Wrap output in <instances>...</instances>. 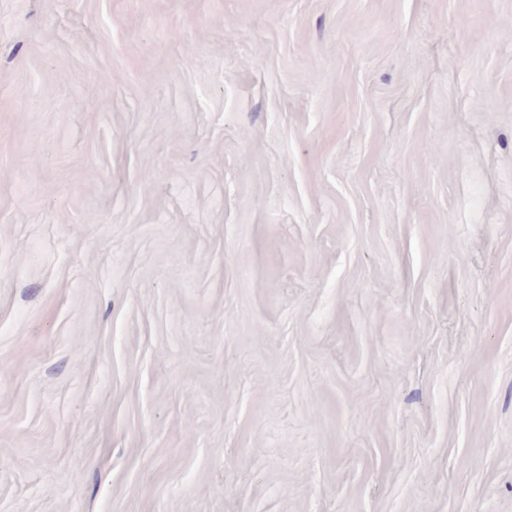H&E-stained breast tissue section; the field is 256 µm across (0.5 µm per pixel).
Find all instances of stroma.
<instances>
[{"mask_svg":"<svg viewBox=\"0 0 512 512\" xmlns=\"http://www.w3.org/2000/svg\"><path fill=\"white\" fill-rule=\"evenodd\" d=\"M0 512H512V0H0Z\"/></svg>","mask_w":512,"mask_h":512,"instance_id":"obj_1","label":"stroma"}]
</instances>
